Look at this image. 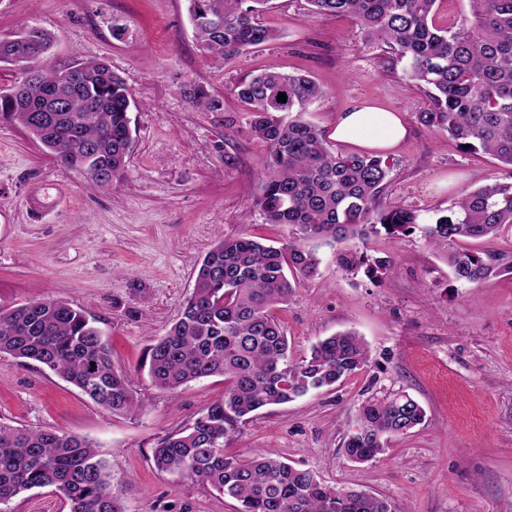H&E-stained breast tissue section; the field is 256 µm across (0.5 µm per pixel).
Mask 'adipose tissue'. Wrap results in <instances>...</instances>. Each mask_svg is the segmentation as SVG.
<instances>
[{"label":"adipose tissue","instance_id":"obj_1","mask_svg":"<svg viewBox=\"0 0 512 512\" xmlns=\"http://www.w3.org/2000/svg\"><path fill=\"white\" fill-rule=\"evenodd\" d=\"M408 135L401 113L360 101L338 113L331 136L338 142L382 154L394 150Z\"/></svg>","mask_w":512,"mask_h":512}]
</instances>
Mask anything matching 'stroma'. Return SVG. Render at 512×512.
Returning a JSON list of instances; mask_svg holds the SVG:
<instances>
[{"label":"stroma","mask_w":512,"mask_h":512,"mask_svg":"<svg viewBox=\"0 0 512 512\" xmlns=\"http://www.w3.org/2000/svg\"><path fill=\"white\" fill-rule=\"evenodd\" d=\"M260 20L280 39L216 65L198 49L188 0H0V37L37 23L55 35L44 66L105 60L133 97L134 150L124 178L103 189L0 120V308L55 298L89 312L114 367L132 375L140 404L135 415H113L48 369L0 360V420L92 440L125 512H235L234 501L152 461L162 438L223 395L222 379L169 393L139 367L216 243L244 233L284 243L291 235L288 226L265 224L253 206L267 149L251 138L230 92L237 80L264 69L311 75L323 95L308 117L327 132L360 100L402 113L409 134L389 154L386 200L424 221L504 175L491 156L463 152L419 122L424 92L402 80L385 48L366 42L349 18L310 16L306 0H270ZM116 24L126 29L119 39ZM189 81L223 96V111L189 105L182 95ZM228 154L234 165L225 164ZM443 180L448 190L435 193ZM32 194L43 203L36 212L27 205ZM307 245L322 260L319 274L275 312L293 357L353 330L367 343L368 363L336 387L238 424L227 452H276L328 486L387 497L395 512H512V280H456L418 230L368 244L369 256L394 263L375 278L340 269L322 241ZM399 393L425 407V425L394 438L376 460L351 462L342 443L360 406ZM0 512H70V504L41 488Z\"/></svg>","instance_id":"35a3bbf8"}]
</instances>
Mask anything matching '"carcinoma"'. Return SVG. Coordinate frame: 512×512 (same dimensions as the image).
Returning <instances> with one entry per match:
<instances>
[{"instance_id":"1","label":"carcinoma","mask_w":512,"mask_h":512,"mask_svg":"<svg viewBox=\"0 0 512 512\" xmlns=\"http://www.w3.org/2000/svg\"><path fill=\"white\" fill-rule=\"evenodd\" d=\"M199 51L214 62L276 40L280 34L257 20L268 0H188ZM314 16L350 17L365 38L402 65L404 80L428 97L419 122L444 133L459 148L493 156L502 180L462 194L453 215L424 225L428 242L444 253L457 280L478 284L512 278V257H482L461 242L497 237L512 228V0H470L472 21L436 22L437 0H307ZM24 39L38 62L53 36L26 25L0 38V63L14 65ZM0 92V118L18 124L65 167L82 171L93 189L124 177L132 148L131 94L104 62L77 65L76 76L38 69ZM286 101H277L278 94ZM185 100L206 112L224 111V99L201 83L182 88ZM246 124L269 151L254 207L267 224H287L292 237L279 246L243 234L218 242L204 257L191 294L166 333L153 340L143 367L159 389L173 392L200 379L221 377L224 396L188 427L153 448L163 472L179 473L236 502V512H393L390 501L363 490L343 493L273 451L244 457L224 453L236 426L271 405L331 387L368 361L354 331L327 336L300 360L274 310L288 302L301 279L318 273L320 258L304 246L322 238L347 272L373 276L391 260L371 259L370 236L413 231L416 211L385 202L393 163L379 153L331 150L325 131L305 119L322 96L306 75L253 73L231 87ZM0 359L35 361L114 415H134L139 402L132 376L115 370L112 351L94 319L50 298L0 308ZM424 408L406 394L364 403L346 436L349 460L369 462L389 449L393 436L425 421ZM53 487L71 512H124L110 488V470L92 441L49 429L0 422V504L23 492Z\"/></svg>"}]
</instances>
